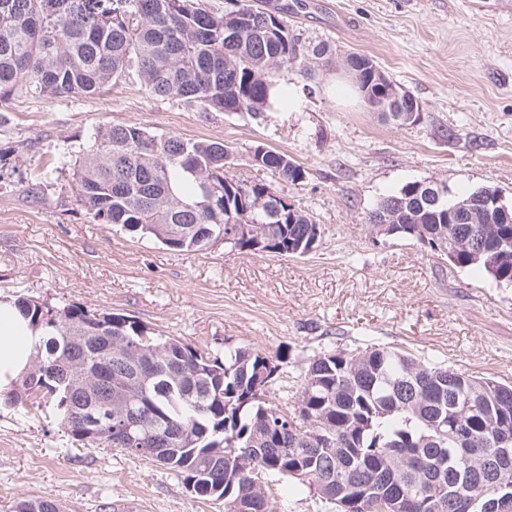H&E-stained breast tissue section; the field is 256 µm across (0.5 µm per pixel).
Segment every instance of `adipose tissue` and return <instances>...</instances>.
I'll list each match as a JSON object with an SVG mask.
<instances>
[{
  "label": "adipose tissue",
  "instance_id": "obj_1",
  "mask_svg": "<svg viewBox=\"0 0 512 512\" xmlns=\"http://www.w3.org/2000/svg\"><path fill=\"white\" fill-rule=\"evenodd\" d=\"M42 334L14 299H0V394L10 391L25 374Z\"/></svg>",
  "mask_w": 512,
  "mask_h": 512
}]
</instances>
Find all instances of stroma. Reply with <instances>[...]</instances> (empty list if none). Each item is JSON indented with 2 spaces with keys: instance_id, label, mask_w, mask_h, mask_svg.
I'll return each instance as SVG.
<instances>
[{
  "instance_id": "stroma-1",
  "label": "stroma",
  "mask_w": 512,
  "mask_h": 512,
  "mask_svg": "<svg viewBox=\"0 0 512 512\" xmlns=\"http://www.w3.org/2000/svg\"><path fill=\"white\" fill-rule=\"evenodd\" d=\"M266 3L290 5L288 28L309 55L273 76L294 102L273 100L258 119L155 97L135 80L91 98L0 100V295L120 313L212 354L279 356L273 391L284 403L314 355L355 346L512 382V284L365 222L414 181L491 187L512 205V0ZM319 44L326 54L312 57ZM352 52L419 100L418 124L363 104L342 65ZM113 124L229 145L227 176L286 197L318 224L314 248L288 257L218 242L185 253L94 223L76 201L72 164ZM259 145L288 155L304 178L254 166ZM39 497L64 512H224L165 467L76 442L54 403L0 405V512Z\"/></svg>"
}]
</instances>
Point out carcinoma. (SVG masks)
Segmentation results:
<instances>
[{"label":"carcinoma","mask_w":512,"mask_h":512,"mask_svg":"<svg viewBox=\"0 0 512 512\" xmlns=\"http://www.w3.org/2000/svg\"><path fill=\"white\" fill-rule=\"evenodd\" d=\"M233 4L215 13L202 0H0V98L92 97L133 74L152 95L255 118L271 97L273 73L302 66L306 52L281 16L250 0ZM351 77L367 106L394 111L372 71L357 62ZM231 154L221 142L106 126L73 163L76 201L98 224H119L179 252L202 251L211 239L248 251L249 241L234 235L243 220L267 228L276 253L308 245L311 219L292 223L267 185L227 177ZM289 167L285 154L263 157V168L302 179L304 170ZM245 193L263 203L242 215ZM396 198L405 200L397 235L429 251L442 232L461 240L479 233L480 254L459 250L447 259L512 283V224H446L448 210L419 202L412 183L381 199L365 223ZM169 224H195L201 236L175 235ZM16 302L44 336L4 404L50 399L74 440L155 462L203 499L241 498L249 512H284L288 499L308 493L336 512H346L350 497L358 498L355 512H459L448 502L449 467L477 494L487 465L502 448L512 450V442L503 445L512 438L511 385L485 386L458 372L450 389L448 367L407 351L322 352L284 409L269 398L279 365L259 351L240 347L220 358L122 314ZM82 326H97L98 334L83 347L67 341ZM284 412L298 419L299 431L279 424ZM248 460L266 480L291 481L281 501L249 483ZM299 468L311 477L295 476ZM16 512L62 508L26 498Z\"/></svg>","instance_id":"obj_1"}]
</instances>
